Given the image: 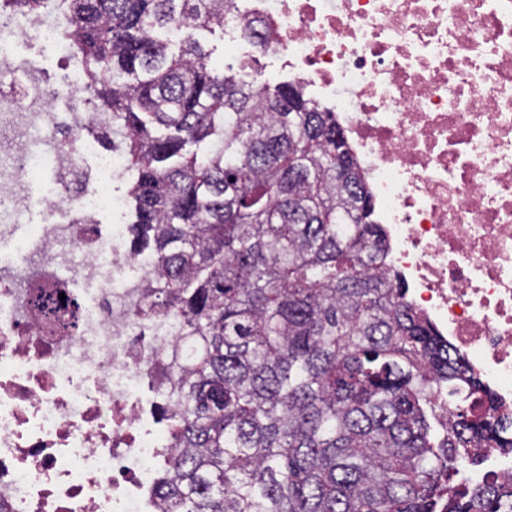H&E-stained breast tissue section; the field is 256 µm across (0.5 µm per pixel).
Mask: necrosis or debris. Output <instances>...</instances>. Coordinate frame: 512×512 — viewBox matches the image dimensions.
I'll return each mask as SVG.
<instances>
[{"label": "necrosis or debris", "mask_w": 512, "mask_h": 512, "mask_svg": "<svg viewBox=\"0 0 512 512\" xmlns=\"http://www.w3.org/2000/svg\"><path fill=\"white\" fill-rule=\"evenodd\" d=\"M243 2L224 17L230 43L243 17L265 20L254 50L329 102L408 302L512 409V0ZM69 30L58 0L35 17L0 8V504L160 512L172 442L140 388L167 400L180 325L134 316L156 261L125 251L112 185L126 162L78 134L111 116L86 112L75 61L59 111L30 57L70 55ZM38 281L79 298L77 335L40 333L26 305ZM501 473L512 452L461 460L457 479Z\"/></svg>", "instance_id": "necrosis-or-debris-1"}]
</instances>
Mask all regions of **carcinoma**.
<instances>
[{"label":"carcinoma","mask_w":512,"mask_h":512,"mask_svg":"<svg viewBox=\"0 0 512 512\" xmlns=\"http://www.w3.org/2000/svg\"><path fill=\"white\" fill-rule=\"evenodd\" d=\"M62 3L94 107L138 170L133 227L157 269L135 314L171 315L190 339L168 366L174 409L159 406L171 512H512L511 475L453 476L473 452L512 451V413L407 303L334 113L296 83L210 66L194 31L224 27L236 0ZM177 22L174 51L161 32ZM32 305L76 333L77 299L41 288Z\"/></svg>","instance_id":"cac0c4a2"}]
</instances>
